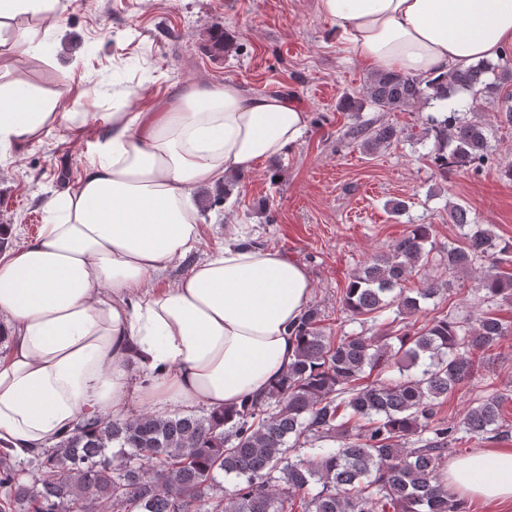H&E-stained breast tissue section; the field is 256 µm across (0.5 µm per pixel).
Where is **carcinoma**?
<instances>
[{
    "label": "carcinoma",
    "instance_id": "obj_1",
    "mask_svg": "<svg viewBox=\"0 0 512 512\" xmlns=\"http://www.w3.org/2000/svg\"><path fill=\"white\" fill-rule=\"evenodd\" d=\"M486 60L420 79L371 74L362 91L342 99L357 122L345 137L375 151L398 139L391 125L360 119L369 107L393 112L439 105L493 84ZM423 137L440 175L480 171L490 160L488 126L458 107L429 113ZM448 220L467 229L463 247L448 248V268L479 270L486 301L512 300V275L497 270L512 251L468 207ZM428 224H412L387 254L375 255L349 278L342 304L349 321L392 326L443 291L436 279L407 286L433 250ZM311 304L294 332V358L265 395L231 412L159 416L150 412L97 426L81 421L54 447L17 462L0 450V512H466L448 492V453L461 434L509 436L501 400L480 399L450 425L439 407L458 385L478 377L472 351L508 331L492 313L443 315L417 329L350 333L334 342ZM232 475L233 490L219 477Z\"/></svg>",
    "mask_w": 512,
    "mask_h": 512
}]
</instances>
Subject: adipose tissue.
Returning a JSON list of instances; mask_svg holds the SVG:
<instances>
[{
	"instance_id": "obj_1",
	"label": "adipose tissue",
	"mask_w": 512,
	"mask_h": 512,
	"mask_svg": "<svg viewBox=\"0 0 512 512\" xmlns=\"http://www.w3.org/2000/svg\"><path fill=\"white\" fill-rule=\"evenodd\" d=\"M61 0H0V46L36 53L25 17ZM363 64L433 77L512 46V0H319ZM69 85L34 92L22 73L0 82V159L75 127L60 111ZM308 114L282 94L239 83L192 85L162 112H114L74 189L51 195L39 234L0 257V447L40 451L82 418L123 420L133 407L182 413L240 405L291 361L293 332L314 291L305 267L252 243L238 224L224 243L166 281L202 242L191 192L249 172L297 146ZM455 496L512 500V451L449 464Z\"/></svg>"
}]
</instances>
